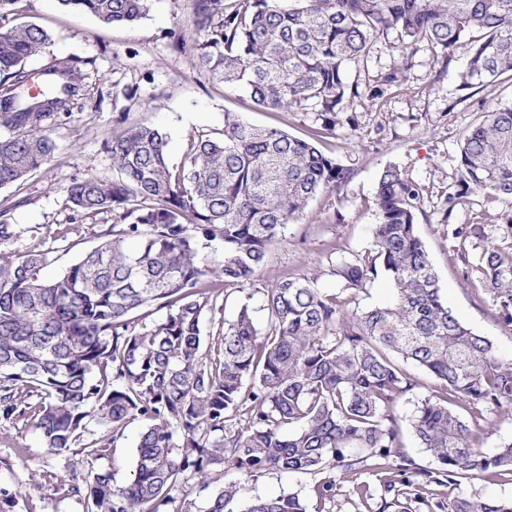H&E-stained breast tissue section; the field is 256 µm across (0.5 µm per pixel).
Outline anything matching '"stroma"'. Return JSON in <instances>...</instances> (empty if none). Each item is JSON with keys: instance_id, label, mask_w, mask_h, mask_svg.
Here are the masks:
<instances>
[{"instance_id": "obj_1", "label": "stroma", "mask_w": 512, "mask_h": 512, "mask_svg": "<svg viewBox=\"0 0 512 512\" xmlns=\"http://www.w3.org/2000/svg\"><path fill=\"white\" fill-rule=\"evenodd\" d=\"M194 0H152L147 16L137 24L105 26L89 15L59 8L55 0H9L0 13L19 15L46 29L52 37L44 56L28 61L42 68L53 56L89 59L84 70L86 96L77 100L73 114L56 126L51 136L57 149L52 160L21 185L0 190V209L20 233L11 249L46 253L49 264L43 277L62 273L79 255L98 243L97 231L114 223L112 213L79 215L65 201L64 187L88 174L112 177V159L102 141L118 131L120 122L144 123L168 136L170 166L181 162L190 134H207L223 124L225 112H237L251 124L278 126L297 137L321 127L319 109L307 104L289 112L259 109L239 86L212 80L199 69L192 52L172 53L168 34L176 30L187 41L198 33L193 23ZM396 31L378 36L364 62L349 67L350 87L340 107L341 122L334 132L318 138V147L333 157L349 177L339 190L312 200L286 240L272 249V260L263 281L271 283L282 273L318 274V285L333 287L326 276L330 253L341 248L343 256L372 245L377 221L374 193L379 173L395 166L419 183L418 230L439 275L449 307L479 334L488 336L502 356L512 359V325L505 324L489 294L476 288L477 269L487 248L512 253V206L493 202L475 192L456 206L447 200L458 189L460 145L482 112L512 100V80L476 92L460 89L457 72L465 49L452 59L419 44L409 62H402ZM394 82H386L390 72ZM378 88L377 98L366 91ZM462 236H455V229ZM421 389L402 397L393 408L401 425L402 452L416 467L433 469L436 461L422 448L409 420L418 401L435 388V381L420 375ZM143 423L135 419L103 458L88 455L86 446L99 437L89 424L78 446L46 455L38 432L23 419L0 418V493L14 502L13 512H88L77 486L88 473L111 470L114 486L126 484L135 466L136 444ZM236 472L216 465L208 489L189 482L173 492L176 502H188L191 512H206L214 491L238 480ZM316 474L266 471L247 482L251 497L295 493L308 512L319 505L313 491ZM447 495L512 499V476L487 481L467 475L447 488Z\"/></svg>"}]
</instances>
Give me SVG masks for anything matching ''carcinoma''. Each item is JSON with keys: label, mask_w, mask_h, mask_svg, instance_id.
<instances>
[{"label": "carcinoma", "mask_w": 512, "mask_h": 512, "mask_svg": "<svg viewBox=\"0 0 512 512\" xmlns=\"http://www.w3.org/2000/svg\"><path fill=\"white\" fill-rule=\"evenodd\" d=\"M105 25L134 24L150 0H57ZM193 46L213 79L244 87L264 108L287 112L313 100L322 130L339 123L347 68L364 61L371 40L395 30L402 58L419 42L451 59L468 46L459 87L480 90L512 74V0H195ZM50 35L34 22L0 31V189L46 165L51 131L84 93L82 66L65 56L45 67L47 91L22 92L29 59ZM277 126L224 112L215 136L189 138L179 168L168 163L159 128L126 126L103 141L117 178L87 175L64 187L78 215L112 211L120 222L54 279L46 254H16L7 210H0V415L23 416L48 455L67 452L95 422L91 452L101 458L129 420L144 422L133 478L116 488L108 470L90 472V512H171V492L192 478L208 486L222 464L243 477L277 470L347 481L364 471L379 490L353 485L368 512H512V500L441 496L462 474L512 475V442L488 455L452 408L474 418L512 408V359L459 320L442 297L416 224L421 187L397 167L378 176L372 247L329 264L335 291L315 273H285L256 287L272 246L319 194L347 172L314 142ZM460 190L512 204V102L483 113L460 147ZM221 252L215 262L213 252ZM386 279L390 301L351 310L352 295ZM480 285L499 318L512 324V257L490 247ZM262 294L265 325L249 304L204 345L202 319L224 291ZM164 311L149 324L145 311ZM440 382L418 403L411 428L436 461L417 468L399 451L392 408L420 386L404 364ZM335 497L336 477L314 487ZM207 512H306L295 494L255 500L239 482L209 499Z\"/></svg>", "instance_id": "obj_1"}]
</instances>
